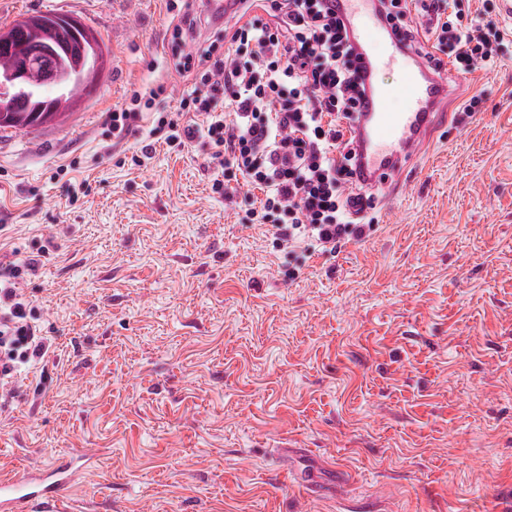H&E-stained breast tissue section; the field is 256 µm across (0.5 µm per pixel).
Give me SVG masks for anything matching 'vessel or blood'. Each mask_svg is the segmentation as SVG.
Masks as SVG:
<instances>
[{"mask_svg":"<svg viewBox=\"0 0 512 512\" xmlns=\"http://www.w3.org/2000/svg\"><path fill=\"white\" fill-rule=\"evenodd\" d=\"M336 13L349 25L352 40L368 75L387 70L391 85L369 93L354 126L359 164L373 185H387L405 171L431 140L442 108L454 91L444 76L427 69L419 57L390 34L392 23L379 0H336ZM403 101L401 110L389 111L390 97ZM92 458L73 450L48 467H32L20 477L0 482V512H65L67 492Z\"/></svg>","mask_w":512,"mask_h":512,"instance_id":"1","label":"vessel or blood"}]
</instances>
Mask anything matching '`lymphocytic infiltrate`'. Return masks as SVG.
<instances>
[{
  "instance_id": "obj_1",
  "label": "lymphocytic infiltrate",
  "mask_w": 512,
  "mask_h": 512,
  "mask_svg": "<svg viewBox=\"0 0 512 512\" xmlns=\"http://www.w3.org/2000/svg\"><path fill=\"white\" fill-rule=\"evenodd\" d=\"M393 35L415 53L423 40L437 46L429 57L441 69V55L467 74L494 60L504 40L488 24L462 26L445 14L440 0H381ZM195 0H166L174 23L170 53L185 83L175 111L141 129V142L165 133L168 143L208 140L211 164L224 170L215 193L233 199L231 182L263 191L252 215L271 220L278 247L310 240L332 250L362 239L373 197L355 176L357 146L349 134L367 91L361 56L348 25L332 0H239L241 23L217 28L186 50L201 23ZM230 45L221 52L220 42ZM157 90L132 91L127 107L108 116L113 141L124 140L140 108H153ZM35 261L19 262L0 253V395L16 391L20 365L38 363L47 346L38 336L20 284L35 272Z\"/></svg>"
}]
</instances>
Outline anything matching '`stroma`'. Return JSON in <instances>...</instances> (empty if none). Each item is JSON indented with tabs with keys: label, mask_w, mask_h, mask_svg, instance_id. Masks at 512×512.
Segmentation results:
<instances>
[{
	"label": "stroma",
	"mask_w": 512,
	"mask_h": 512,
	"mask_svg": "<svg viewBox=\"0 0 512 512\" xmlns=\"http://www.w3.org/2000/svg\"><path fill=\"white\" fill-rule=\"evenodd\" d=\"M361 241L280 250L225 204L209 145L141 156L106 114L173 110L165 0H0L90 25L111 63L63 122L0 132V249L48 352L0 403V475L62 453L78 512H512V18ZM481 111L462 103L473 93ZM55 246L45 249L46 238ZM159 92L151 87H145L133 90L126 108L115 109L109 112L108 122L111 128V134L114 141L119 143L124 140L132 130L131 122L138 117L141 104L147 109H152Z\"/></svg>",
	"instance_id": "1"
}]
</instances>
